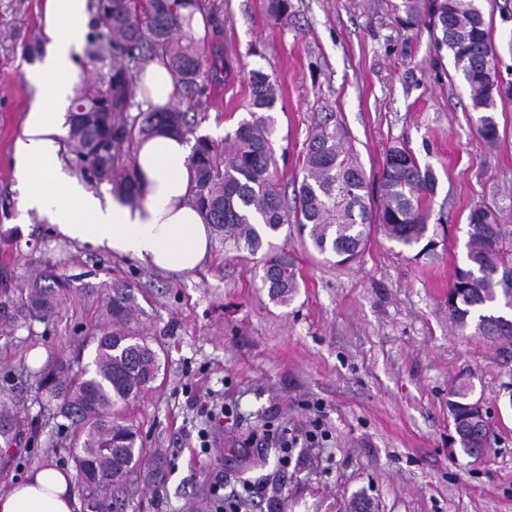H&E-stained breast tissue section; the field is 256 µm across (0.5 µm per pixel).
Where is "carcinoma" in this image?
<instances>
[{
	"instance_id": "1",
	"label": "carcinoma",
	"mask_w": 512,
	"mask_h": 512,
	"mask_svg": "<svg viewBox=\"0 0 512 512\" xmlns=\"http://www.w3.org/2000/svg\"><path fill=\"white\" fill-rule=\"evenodd\" d=\"M267 15H288L289 0H265ZM100 23L88 37L86 54L103 70L79 87L67 117L68 141L80 170L97 183L110 185L120 201L137 205L133 150L136 142L165 131L191 132L177 108L130 114L136 97L132 76L141 64L161 60L183 92L198 108L207 107V91L198 83L200 43L188 35L193 14L207 9L206 0H89ZM399 23L426 28L438 57L448 56L470 93V111L479 136L499 139L494 116L497 102L512 99V82L492 74L496 49L479 0H398ZM249 117L218 144L199 137L191 155L196 173L193 195L207 223L224 243L255 255L262 287L269 298L288 305L299 288L296 259L271 243L286 224L307 233L310 245L344 267L355 262L378 227L400 247L431 258L437 242L430 234L429 198L435 175L405 145L386 151L376 183H371L347 129L324 120L308 137L302 179L294 205L282 194L271 139L272 110L280 87L261 68L248 73ZM466 255L455 267L448 288V319L454 329L477 336L500 349L512 348V228L488 206L470 210ZM90 287H73L71 279L47 268L20 281L14 269L0 264V335L60 312L72 296H87ZM141 308L135 289L125 282L111 285L103 322L92 333V362L74 372L73 362L58 359L40 369L23 366L38 390L71 422L75 464L81 482L112 496L98 512H118V493L128 475L147 454L138 430L122 415L130 401L155 389L161 371L159 350L140 330ZM472 386L463 383L448 394L449 437L469 457L478 456L495 438L492 425L468 421ZM17 412L0 407V440H16Z\"/></svg>"
}]
</instances>
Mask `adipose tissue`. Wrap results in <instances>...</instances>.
Instances as JSON below:
<instances>
[{"mask_svg": "<svg viewBox=\"0 0 512 512\" xmlns=\"http://www.w3.org/2000/svg\"><path fill=\"white\" fill-rule=\"evenodd\" d=\"M89 20L87 0H45V55L30 70L36 90L15 145L23 209L45 217L69 239L152 268L187 273L210 255L209 224L192 201L195 172L192 146L180 134L138 141L134 166L141 203L131 206L86 189L62 170L55 137L61 110L76 88L75 30ZM139 99L155 107H172L178 88L168 68L146 64L137 77ZM70 474L50 466L32 469L26 478L0 494V512H79Z\"/></svg>", "mask_w": 512, "mask_h": 512, "instance_id": "obj_1", "label": "adipose tissue"}]
</instances>
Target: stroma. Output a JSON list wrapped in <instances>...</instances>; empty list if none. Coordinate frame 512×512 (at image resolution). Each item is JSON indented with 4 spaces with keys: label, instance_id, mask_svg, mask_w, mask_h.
<instances>
[{
    "label": "stroma",
    "instance_id": "1",
    "mask_svg": "<svg viewBox=\"0 0 512 512\" xmlns=\"http://www.w3.org/2000/svg\"><path fill=\"white\" fill-rule=\"evenodd\" d=\"M206 17L198 82L208 106L178 103L194 136L220 142L248 115L242 68L282 86L271 112L283 188L299 177L311 128L333 116L349 132L368 175L402 143L436 176L434 259L375 233L352 265L312 249L296 225L274 242L297 260L300 286L271 301L247 251L214 238L196 272L172 274L78 245L37 214L22 215L15 142L36 94L27 73L44 53V0H0V261L19 275L43 264L93 285L62 320L0 336V404L21 414L20 442L0 454V493L34 467L75 471L72 430L41 404L21 365L55 358L91 362V326L127 280L140 289V325L159 347L153 391L125 415L151 458L129 476L122 512H189L215 487L238 494L240 512H348L366 495L375 512H512V351L450 329L445 295L466 254L471 208L512 222V102L498 105L500 138L487 144L470 119L466 85L438 59L423 29L401 27L392 0H291L269 18L264 0H214ZM496 68L512 81V0H480ZM468 381L497 436L474 459L448 450V393ZM326 436L304 440L313 424ZM301 438L282 450L278 434Z\"/></svg>",
    "mask_w": 512,
    "mask_h": 512
}]
</instances>
